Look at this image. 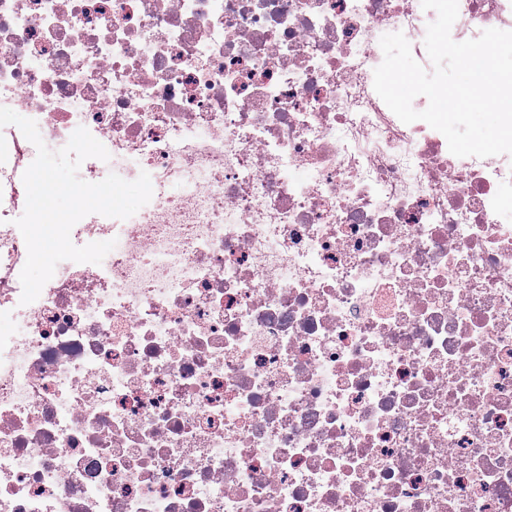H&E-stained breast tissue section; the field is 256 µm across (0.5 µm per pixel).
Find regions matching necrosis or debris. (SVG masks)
I'll return each instance as SVG.
<instances>
[{
  "mask_svg": "<svg viewBox=\"0 0 512 512\" xmlns=\"http://www.w3.org/2000/svg\"><path fill=\"white\" fill-rule=\"evenodd\" d=\"M416 0H0V106L150 202L21 304L0 128V512H512V155L372 74ZM512 0H459L461 42Z\"/></svg>",
  "mask_w": 512,
  "mask_h": 512,
  "instance_id": "obj_1",
  "label": "necrosis or debris"
}]
</instances>
